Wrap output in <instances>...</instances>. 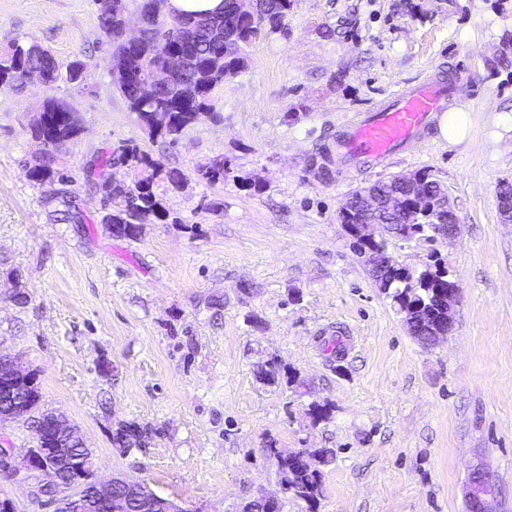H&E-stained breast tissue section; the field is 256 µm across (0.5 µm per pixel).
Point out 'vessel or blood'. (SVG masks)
Returning a JSON list of instances; mask_svg holds the SVG:
<instances>
[{"label":"vessel or blood","mask_w":512,"mask_h":512,"mask_svg":"<svg viewBox=\"0 0 512 512\" xmlns=\"http://www.w3.org/2000/svg\"><path fill=\"white\" fill-rule=\"evenodd\" d=\"M456 98L454 84L435 81L403 89L388 104L358 114L341 141L346 155L380 161L403 151Z\"/></svg>","instance_id":"b4317fda"}]
</instances>
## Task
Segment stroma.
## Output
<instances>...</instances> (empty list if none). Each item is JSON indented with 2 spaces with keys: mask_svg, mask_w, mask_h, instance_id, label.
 <instances>
[{
  "mask_svg": "<svg viewBox=\"0 0 512 512\" xmlns=\"http://www.w3.org/2000/svg\"><path fill=\"white\" fill-rule=\"evenodd\" d=\"M97 14L95 0H0V48L35 41L88 65L78 83L0 89V353L77 426L97 477L143 481L184 512L262 494L308 512L266 450L330 448L318 512H464L472 465L496 487L494 512H512V223L497 199L512 182V0H291L213 89L216 119L174 141L150 138L115 88ZM429 74L458 86L466 139L433 128L422 150L340 165L346 122ZM48 97L81 131L49 152L56 180L41 186L25 176L47 153L27 123ZM123 143L179 174L155 185L168 220L137 240L113 236L86 185ZM219 161L223 180L208 182ZM417 171L446 188L456 233L388 255L418 267L436 249L456 282L454 330L434 347L410 335L339 221L352 190ZM61 188L81 223L56 222L46 198ZM333 335L339 362L321 347ZM314 403L326 420L312 421ZM128 422L148 429L145 447H113Z\"/></svg>",
  "mask_w": 512,
  "mask_h": 512,
  "instance_id": "1",
  "label": "stroma"
}]
</instances>
